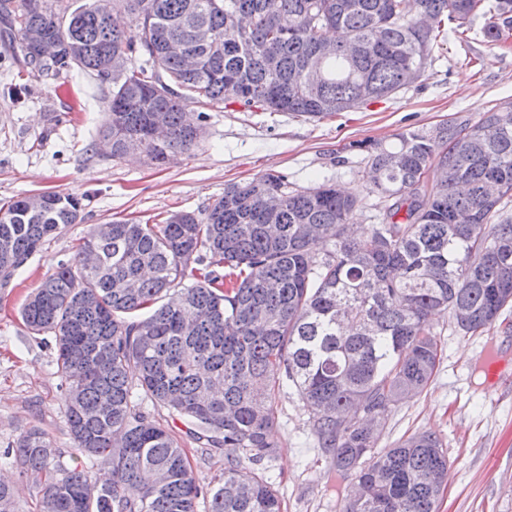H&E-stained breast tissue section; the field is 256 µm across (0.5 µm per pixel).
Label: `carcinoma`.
Returning <instances> with one entry per match:
<instances>
[{
	"mask_svg": "<svg viewBox=\"0 0 512 512\" xmlns=\"http://www.w3.org/2000/svg\"><path fill=\"white\" fill-rule=\"evenodd\" d=\"M0 0V36L58 43L55 77L78 70L100 85L101 130H119L112 159L147 152L162 164L198 144L184 105L322 118L416 84L446 29L486 18L492 45L512 37V0ZM179 41L196 68L165 52ZM112 59V71L103 68ZM164 116L170 136L147 131ZM370 193L389 201L357 237V201L322 183L288 189L280 173L231 184L200 212L155 224L92 228L74 259L22 303L34 336L56 351L70 393L73 452L33 425L4 451L37 489V512H197L201 478L185 439L224 453V481L205 512H282L253 465L278 448L276 393L297 392L314 444L331 458L342 512H439L448 451L432 432L373 453L395 404L421 394L442 345L430 319L481 335L512 308V121L490 110L362 140ZM280 206H267L268 194ZM0 207V288L50 238L78 223L82 201L43 193ZM317 239L331 244L311 251ZM150 313L142 317L140 312ZM187 421L185 433L145 407ZM351 408L379 419L353 421ZM0 512H18L0 481Z\"/></svg>",
	"mask_w": 512,
	"mask_h": 512,
	"instance_id": "1",
	"label": "carcinoma"
}]
</instances>
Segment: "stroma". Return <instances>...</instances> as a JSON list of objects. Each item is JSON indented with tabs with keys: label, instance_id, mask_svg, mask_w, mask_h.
Segmentation results:
<instances>
[{
	"label": "stroma",
	"instance_id": "1",
	"mask_svg": "<svg viewBox=\"0 0 512 512\" xmlns=\"http://www.w3.org/2000/svg\"><path fill=\"white\" fill-rule=\"evenodd\" d=\"M484 23L480 16L471 20L467 41L448 35L418 85L355 112L319 119L188 104L189 118L201 119L205 135L162 167L139 154L120 160L103 154L106 105L94 79L22 72L17 41L0 39V204L45 191L72 193L83 203L79 223L46 241L9 287L0 288V451L32 425L58 447L70 446L55 351L29 335L20 308L60 262L75 257L90 227L196 212L222 196L227 184L279 172L296 189L336 183L357 200L351 223L368 228L378 198L369 191L362 154L350 143L390 142L406 129L450 120L474 122L512 100V40L489 45ZM64 89L73 92L75 106L61 98ZM432 326L443 346L439 368L421 395L393 409L377 446L434 432L451 462L440 512H512V366L492 386L480 368L489 349L512 359V330L464 336L443 315ZM275 404L279 448L260 469L278 490L283 512H339L330 459L313 445L302 401L284 389Z\"/></svg>",
	"mask_w": 512,
	"mask_h": 512
}]
</instances>
